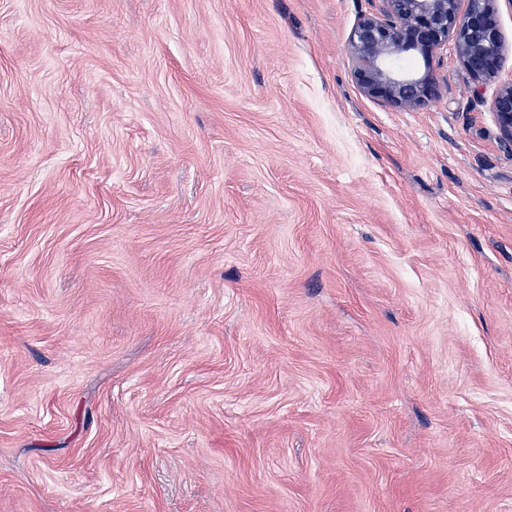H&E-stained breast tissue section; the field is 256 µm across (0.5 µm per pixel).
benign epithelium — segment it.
Instances as JSON below:
<instances>
[{
    "label": "benign epithelium",
    "mask_w": 512,
    "mask_h": 512,
    "mask_svg": "<svg viewBox=\"0 0 512 512\" xmlns=\"http://www.w3.org/2000/svg\"><path fill=\"white\" fill-rule=\"evenodd\" d=\"M379 9L363 16L353 28L347 53L353 77L362 92L382 103L414 109L437 88L433 61L453 45L472 78L475 97L496 77L504 40L497 23L499 0H378ZM413 53L424 71L394 64ZM500 145L512 154V83L500 86L490 103Z\"/></svg>",
    "instance_id": "7a95c632"
}]
</instances>
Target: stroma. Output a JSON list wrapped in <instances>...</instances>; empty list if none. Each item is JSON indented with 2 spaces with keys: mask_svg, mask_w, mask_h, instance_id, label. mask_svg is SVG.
I'll return each mask as SVG.
<instances>
[{
  "mask_svg": "<svg viewBox=\"0 0 512 512\" xmlns=\"http://www.w3.org/2000/svg\"><path fill=\"white\" fill-rule=\"evenodd\" d=\"M374 0H0V512H512V155Z\"/></svg>",
  "mask_w": 512,
  "mask_h": 512,
  "instance_id": "1",
  "label": "stroma"
}]
</instances>
